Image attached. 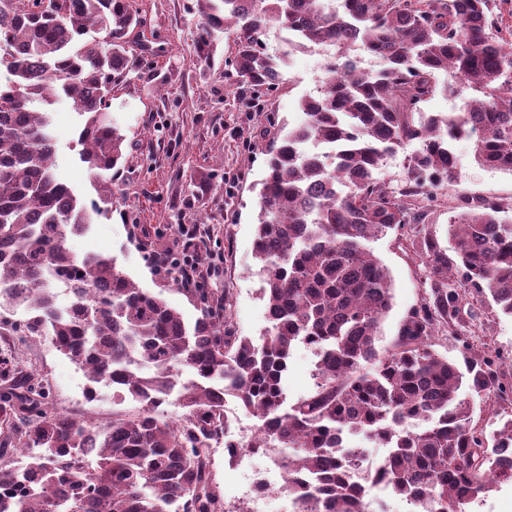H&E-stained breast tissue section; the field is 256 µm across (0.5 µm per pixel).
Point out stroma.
<instances>
[{
	"instance_id": "stroma-1",
	"label": "stroma",
	"mask_w": 512,
	"mask_h": 512,
	"mask_svg": "<svg viewBox=\"0 0 512 512\" xmlns=\"http://www.w3.org/2000/svg\"><path fill=\"white\" fill-rule=\"evenodd\" d=\"M144 3L148 24L139 66L148 77L132 79L112 98V118L126 137V161L112 217L99 220L86 234L71 237L68 246L79 256L111 257L140 288L160 294L189 323L200 315L198 304L179 289L172 275L156 266L154 258L171 249L198 256L203 287L228 293L239 331L259 338L268 321L253 241L266 172L267 119L272 116L291 127L303 121L298 102L317 94L326 76V58L315 48L294 50L281 69L279 89L257 97L239 88L224 64L230 39L219 43L214 68L195 61L196 0ZM82 123L68 102L56 104L57 174L91 199L96 191L78 155ZM453 152L457 181L435 209L430 226L448 249L454 246L447 235L448 218L457 203L485 199L512 203V173L480 166L469 140L454 142ZM182 224L199 227L194 243H187L179 233ZM368 248L387 265L395 283L393 307L379 343L387 349L401 321L421 298L424 267L396 233L371 240ZM478 308L481 333L494 347L512 353V318L503 316L489 297ZM10 349L25 369L48 379L50 400L58 412L105 421L113 412L139 408L130 399L117 401L106 387L99 388L96 398H87L84 371L48 337L0 341L1 353ZM314 370V358L303 346H296L285 381L288 402L312 390Z\"/></svg>"
}]
</instances>
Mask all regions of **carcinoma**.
<instances>
[{
  "instance_id": "1",
  "label": "carcinoma",
  "mask_w": 512,
  "mask_h": 512,
  "mask_svg": "<svg viewBox=\"0 0 512 512\" xmlns=\"http://www.w3.org/2000/svg\"><path fill=\"white\" fill-rule=\"evenodd\" d=\"M196 59L214 60L232 32L228 64L256 92L278 89L281 56L262 36L275 25L289 45L335 50L320 94L299 101L307 119L266 145L254 254L270 326L257 340L227 313V295L186 288L194 324L139 288L110 257L67 242L112 217L126 140L112 121V93L144 78L129 0H0V337L47 336L91 383L141 403L105 422L48 406V380L0 355V512H225L214 488L212 441L224 434V397L261 421L249 447L284 449L283 490L299 512H368L382 484L416 512H463L512 482V418L487 445L473 397L512 402V381L490 344L465 333L489 295L512 317V204L469 203L448 219L456 259L424 227L425 180L455 178L451 145L474 141L477 161L512 172V40L495 0H197ZM362 50L380 61L365 70ZM461 83L457 111L433 114L439 76ZM69 100L84 116L77 144L98 199L87 205L55 173L50 108ZM416 142L405 188L375 177L384 158ZM395 231L425 267L428 289L380 351L392 308L389 269L367 243ZM72 307L57 304L55 288ZM26 317L16 319V310ZM451 335L466 371L434 349ZM318 358L313 389L287 403L284 380L298 344ZM191 370L179 381V366ZM184 409L163 420L169 398ZM361 435L388 449L363 480L350 470Z\"/></svg>"
}]
</instances>
